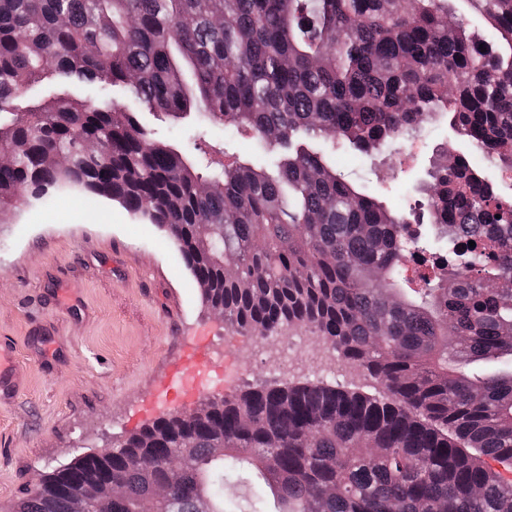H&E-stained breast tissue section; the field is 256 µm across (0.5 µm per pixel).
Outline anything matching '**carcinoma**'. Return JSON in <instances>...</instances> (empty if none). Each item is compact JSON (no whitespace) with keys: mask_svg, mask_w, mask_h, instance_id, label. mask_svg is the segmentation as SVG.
Instances as JSON below:
<instances>
[{"mask_svg":"<svg viewBox=\"0 0 512 512\" xmlns=\"http://www.w3.org/2000/svg\"><path fill=\"white\" fill-rule=\"evenodd\" d=\"M448 2L0 0V210L72 190L115 200L168 232L225 320L262 338L306 328L380 387L249 386L41 475L10 512H72L101 472L124 488L111 512H136L141 455L169 484L164 512H204L203 497L236 512L225 483L248 470L279 512H512V295L495 287L512 280V195L487 176L512 168V0H459L484 36L448 26ZM54 72L193 114L213 147L248 131L264 155L219 164L111 100L17 106ZM444 113L471 154L430 172L423 247L330 154ZM90 142L107 152L84 155ZM462 231L475 246L458 248ZM409 257L432 267L423 288Z\"/></svg>","mask_w":512,"mask_h":512,"instance_id":"carcinoma-1","label":"carcinoma"}]
</instances>
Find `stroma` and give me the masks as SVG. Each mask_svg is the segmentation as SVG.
I'll return each mask as SVG.
<instances>
[{"mask_svg": "<svg viewBox=\"0 0 512 512\" xmlns=\"http://www.w3.org/2000/svg\"><path fill=\"white\" fill-rule=\"evenodd\" d=\"M458 147L443 116L372 169L350 153L336 167L417 227L419 186ZM1 343L25 376L0 404L2 508L26 481L246 385L368 383L309 330L263 339L215 316L167 232L79 192L0 217Z\"/></svg>", "mask_w": 512, "mask_h": 512, "instance_id": "stroma-1", "label": "stroma"}]
</instances>
